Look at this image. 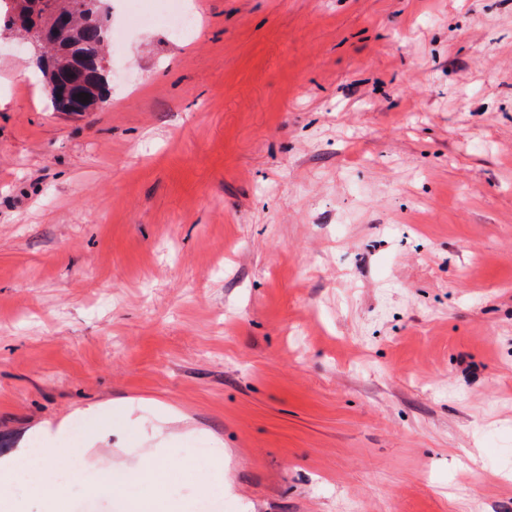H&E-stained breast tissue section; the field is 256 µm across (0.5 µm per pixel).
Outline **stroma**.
Listing matches in <instances>:
<instances>
[{
	"label": "stroma",
	"instance_id": "obj_1",
	"mask_svg": "<svg viewBox=\"0 0 512 512\" xmlns=\"http://www.w3.org/2000/svg\"><path fill=\"white\" fill-rule=\"evenodd\" d=\"M185 5L96 112L0 37L6 512L35 440L66 512H512V0ZM123 478L124 481L126 479H147L153 484H160L163 480L162 465L157 458L137 461L128 466L121 477L111 471L103 470L98 476L96 489L101 492H118Z\"/></svg>",
	"mask_w": 512,
	"mask_h": 512
}]
</instances>
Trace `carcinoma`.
I'll return each instance as SVG.
<instances>
[{"label":"carcinoma","instance_id":"cac0c4a2","mask_svg":"<svg viewBox=\"0 0 512 512\" xmlns=\"http://www.w3.org/2000/svg\"><path fill=\"white\" fill-rule=\"evenodd\" d=\"M82 0H0V23L7 31L28 38L50 25L56 17L67 16L76 23L75 37L69 44L50 54L38 66L46 85L54 86L50 96L52 107L66 111L62 94L77 88L89 94L85 110H93L108 102L105 75L96 61L105 57L109 32L104 20L95 24H79Z\"/></svg>","mask_w":512,"mask_h":512}]
</instances>
